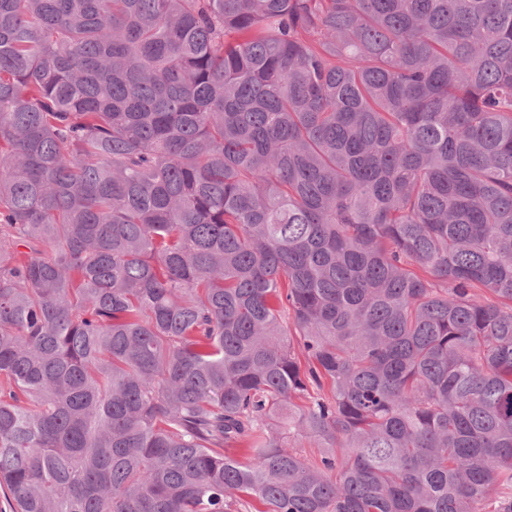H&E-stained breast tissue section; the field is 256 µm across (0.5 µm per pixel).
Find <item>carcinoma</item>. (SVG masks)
Segmentation results:
<instances>
[{
  "label": "carcinoma",
  "mask_w": 512,
  "mask_h": 512,
  "mask_svg": "<svg viewBox=\"0 0 512 512\" xmlns=\"http://www.w3.org/2000/svg\"><path fill=\"white\" fill-rule=\"evenodd\" d=\"M252 499L512 512V0H0L4 510Z\"/></svg>",
  "instance_id": "carcinoma-1"
}]
</instances>
